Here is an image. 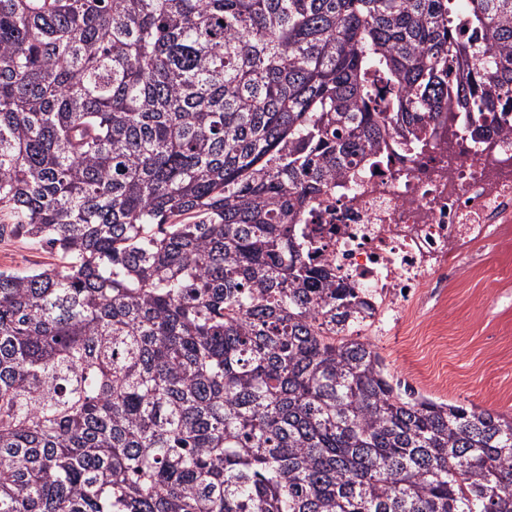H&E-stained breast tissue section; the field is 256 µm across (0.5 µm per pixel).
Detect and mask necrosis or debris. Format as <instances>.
<instances>
[{
  "instance_id": "1",
  "label": "necrosis or debris",
  "mask_w": 512,
  "mask_h": 512,
  "mask_svg": "<svg viewBox=\"0 0 512 512\" xmlns=\"http://www.w3.org/2000/svg\"><path fill=\"white\" fill-rule=\"evenodd\" d=\"M380 158L299 219L321 229L319 261L372 296L364 335L388 319L413 327L418 294L447 302L462 260L478 270L512 247V133L472 153L442 128L424 153L390 148Z\"/></svg>"
}]
</instances>
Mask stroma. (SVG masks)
<instances>
[{
  "label": "stroma",
  "mask_w": 512,
  "mask_h": 512,
  "mask_svg": "<svg viewBox=\"0 0 512 512\" xmlns=\"http://www.w3.org/2000/svg\"><path fill=\"white\" fill-rule=\"evenodd\" d=\"M60 252L32 243L27 237L0 235V271L25 272L61 264ZM442 305L422 295L416 300L420 320L445 326L448 350L439 352L434 337L408 336L387 325L372 337L393 379L415 386L424 395L447 403L476 405L512 415V363L502 352L512 348V288L505 287L496 258L482 273L462 270Z\"/></svg>",
  "instance_id": "1"
}]
</instances>
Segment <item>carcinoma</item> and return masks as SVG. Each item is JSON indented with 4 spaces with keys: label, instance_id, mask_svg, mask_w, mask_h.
Masks as SVG:
<instances>
[{
    "label": "carcinoma",
    "instance_id": "obj_1",
    "mask_svg": "<svg viewBox=\"0 0 512 512\" xmlns=\"http://www.w3.org/2000/svg\"><path fill=\"white\" fill-rule=\"evenodd\" d=\"M435 123L512 132V0H0V512H512L297 224ZM60 252L32 243L27 237L4 233L0 240V271L25 272L62 263Z\"/></svg>",
    "mask_w": 512,
    "mask_h": 512
}]
</instances>
